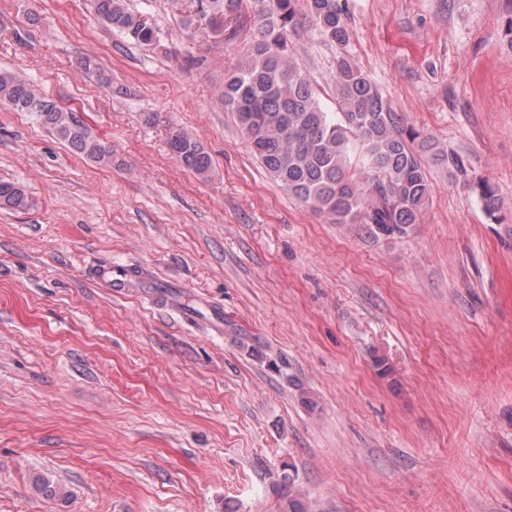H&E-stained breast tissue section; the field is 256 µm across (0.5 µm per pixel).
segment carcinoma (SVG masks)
<instances>
[{
	"label": "carcinoma",
	"mask_w": 512,
	"mask_h": 512,
	"mask_svg": "<svg viewBox=\"0 0 512 512\" xmlns=\"http://www.w3.org/2000/svg\"><path fill=\"white\" fill-rule=\"evenodd\" d=\"M256 32L244 61L224 74L219 102L235 115L240 129L268 174L311 209L336 223L365 224L377 234H403L417 223L431 185L414 148L418 134L403 128L378 87L347 56L336 58L331 94L336 111L323 106L314 87L293 62L291 37L303 25L296 0H249ZM242 0H169L171 8L206 19L212 32L230 40L244 24ZM103 24L138 44L158 38L148 19L127 0H93ZM306 18L322 39L338 46L350 34L336 0H308ZM83 73L109 85L111 75L86 57ZM0 103L16 112H32L78 155L112 165V147L95 137L75 112L41 96L20 75L0 70ZM168 147L187 169L204 175L212 161L195 136L177 125L168 129ZM484 212L499 221L501 203L489 180L472 185ZM0 205L28 206L25 189L0 180Z\"/></svg>",
	"instance_id": "1"
}]
</instances>
